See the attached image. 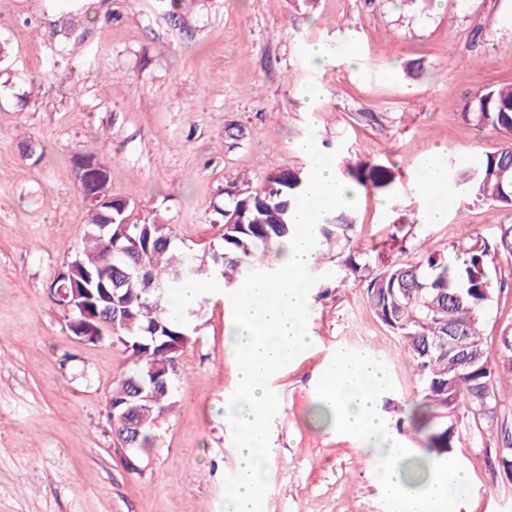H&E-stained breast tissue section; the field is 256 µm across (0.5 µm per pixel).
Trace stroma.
<instances>
[{"instance_id": "35a3bbf8", "label": "stroma", "mask_w": 512, "mask_h": 512, "mask_svg": "<svg viewBox=\"0 0 512 512\" xmlns=\"http://www.w3.org/2000/svg\"><path fill=\"white\" fill-rule=\"evenodd\" d=\"M0 512H226L237 475L224 404L240 359L225 338L224 286L180 357L174 407L156 445L125 450L107 418L113 386L134 368L121 346L73 336L49 286L87 229L72 156L108 166L116 196L141 219L161 217L196 258L218 245L227 190L258 188L288 165L308 168L296 142L313 139L345 173L363 154L386 166L391 190H358L353 244L382 246L392 212L422 214L407 259L479 234L498 240L512 209L445 193L446 220L427 221L413 194L430 156L467 167L497 151L501 133L464 123L478 89L512 83V0H193L180 19L159 0H0ZM350 45L318 67L308 46ZM483 340L512 325V250ZM306 293L312 338L269 380L272 454L258 512H387L358 440L313 425L317 385L340 353H368L386 375L388 435L418 452L396 422L418 381L361 284L333 265ZM512 436V383L492 421L468 423L453 461L470 489L455 512H512V474L499 462Z\"/></svg>"}]
</instances>
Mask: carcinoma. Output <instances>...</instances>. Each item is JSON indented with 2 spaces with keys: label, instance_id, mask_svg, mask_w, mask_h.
Returning a JSON list of instances; mask_svg holds the SVG:
<instances>
[{
  "label": "carcinoma",
  "instance_id": "1",
  "mask_svg": "<svg viewBox=\"0 0 512 512\" xmlns=\"http://www.w3.org/2000/svg\"><path fill=\"white\" fill-rule=\"evenodd\" d=\"M460 116L476 128L504 134L505 140L467 170L448 161V187L476 202L512 208V84L480 89ZM346 175L355 189L384 190L393 183L390 171L369 159L348 167ZM306 179L304 170L283 166L259 188L228 191V202L217 211L221 245L198 263L182 256L172 225L134 218L133 200L86 201L88 233L64 264L66 279L53 280L50 289L63 283L81 294L85 310L95 316L86 342L118 343L135 361V371L112 389L116 410L108 420L114 437L125 440L132 425L137 430L129 447L154 442L157 421L173 407L178 359L196 341L209 298L201 294L194 306L175 315L169 313L172 302L201 278L234 289L242 277H276L278 247L296 233L291 216ZM389 228L391 252L399 254L395 259L384 250L351 247L355 222L348 211L320 215L310 241L317 257L310 273L336 253L339 273L364 285L376 318L401 340L419 381L407 419L424 445L407 461L405 481L420 487L430 462L449 457L458 447L463 420L485 417L496 408L498 380L503 375L512 379V326L503 328L496 351L485 346L481 324L495 288V248L485 237L458 240L412 263L400 258L412 235L407 214L395 217ZM153 371L168 372V388H155L146 402L134 390L148 386Z\"/></svg>",
  "mask_w": 512,
  "mask_h": 512
}]
</instances>
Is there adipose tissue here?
<instances>
[{
    "mask_svg": "<svg viewBox=\"0 0 512 512\" xmlns=\"http://www.w3.org/2000/svg\"><path fill=\"white\" fill-rule=\"evenodd\" d=\"M309 158L310 175L303 202L295 209L297 235L284 244L277 259L278 282L252 278L242 281L224 302L232 310L226 330L230 345L245 360L238 372V391L224 407L225 421L237 436L239 478L228 500V512H257L265 487L264 463L271 450L264 427L272 395L270 376L288 362L311 338L305 331L306 307L299 290L314 258L307 245L310 229L326 208L340 209L350 202V186L340 181L308 140L296 145ZM385 385L384 372L367 355L340 354L327 367L320 386L336 430L361 441L368 463L379 472V491L392 512H453L468 491V478L456 465L433 463L429 482L408 489L400 478L405 453L388 436L377 403Z\"/></svg>",
    "mask_w": 512,
    "mask_h": 512,
    "instance_id": "obj_1",
    "label": "adipose tissue"
}]
</instances>
